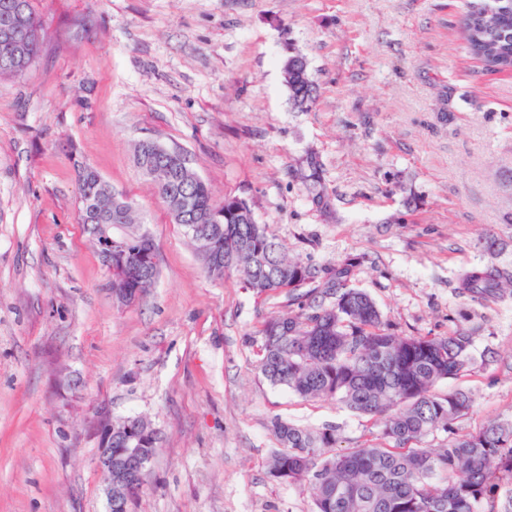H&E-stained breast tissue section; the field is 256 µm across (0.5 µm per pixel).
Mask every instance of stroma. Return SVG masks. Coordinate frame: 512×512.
Returning <instances> with one entry per match:
<instances>
[{"label": "stroma", "mask_w": 512, "mask_h": 512, "mask_svg": "<svg viewBox=\"0 0 512 512\" xmlns=\"http://www.w3.org/2000/svg\"><path fill=\"white\" fill-rule=\"evenodd\" d=\"M481 0H33L43 48L0 76V512H109L99 411L160 434L132 512H313L273 481V423L373 439L380 418L306 400L258 369L264 323L297 313L210 278L134 161L153 140L185 153L215 202L246 199L290 257L347 265L397 336L469 337L437 393L469 392L439 448L512 421V293L462 290L471 268L512 274V70L471 56ZM303 52L319 92L292 108L281 73ZM323 168V212L301 179ZM134 203L159 275L118 305L74 159Z\"/></svg>", "instance_id": "35a3bbf8"}]
</instances>
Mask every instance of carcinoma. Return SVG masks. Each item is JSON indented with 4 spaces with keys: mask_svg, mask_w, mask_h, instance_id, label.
<instances>
[{
    "mask_svg": "<svg viewBox=\"0 0 512 512\" xmlns=\"http://www.w3.org/2000/svg\"><path fill=\"white\" fill-rule=\"evenodd\" d=\"M469 53L495 70L512 68V0H483L463 18ZM30 27H41L32 0H0V76L24 72L39 55L43 40L27 38ZM282 70L291 105L301 111L314 101L317 85L307 58L289 54ZM98 172L78 173L79 223L90 221L88 210L109 214V223L132 230L130 261L142 248L135 209H117L99 199ZM163 200L187 195L186 223L211 227L210 249L232 263L207 264V274L222 279L236 274L243 287L261 296L275 291L294 294L316 278L317 271L291 260L283 246L257 223L251 205L234 195L214 202L207 184L184 161L174 179L156 188ZM461 287L479 295H495L512 275L498 269H465ZM326 306L314 300L299 312L268 320L258 367L272 383L305 399L334 397L360 415L382 416L375 440L360 448L326 453L336 447V427L310 431L278 420L274 434L281 448L271 455L268 474L301 490H313L314 512H497L500 484L512 480V422L490 421L479 430L448 440L442 448L421 446L424 438L448 431L468 412L471 396L463 390L445 395L435 385L458 375L469 363V338L402 337L388 332L370 296L350 286V272L340 268L323 280ZM140 448L144 459L156 450L151 422L127 417L112 423V467L128 471L126 482L112 489V512H131L144 473L124 449Z\"/></svg>",
    "mask_w": 512,
    "mask_h": 512,
    "instance_id": "1",
    "label": "carcinoma"
}]
</instances>
